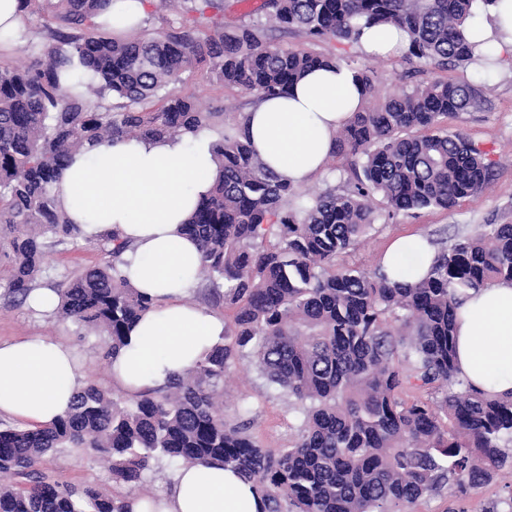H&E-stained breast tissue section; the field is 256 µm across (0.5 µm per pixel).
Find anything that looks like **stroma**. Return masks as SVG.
Instances as JSON below:
<instances>
[{"label":"stroma","instance_id":"obj_1","mask_svg":"<svg viewBox=\"0 0 512 512\" xmlns=\"http://www.w3.org/2000/svg\"><path fill=\"white\" fill-rule=\"evenodd\" d=\"M339 55L355 56L374 68L378 89L387 92L400 88L402 68L398 58H373L359 48L339 42L332 43ZM487 100L478 110L464 112L448 121V129L465 134L475 141L496 163L489 186L475 197L450 210L423 209L410 216L388 222H376L375 228L354 252L342 255L339 265L366 272L379 265L382 252L396 236L417 233L430 238L470 235L484 224L512 223V64L501 62L495 75L487 81ZM182 92L195 94L205 108L220 109L231 103L248 108L251 99L240 91L218 85L206 69H197L182 85ZM101 260L97 249L78 242L53 248L47 255L46 272L39 287L53 288L73 272L95 265ZM32 335L57 338L71 346L79 360L84 382L111 388L112 379L102 358L99 337L87 333L74 323L30 309L26 302L11 301L0 288V341L7 342ZM247 399L254 408L251 435L262 447L283 448L291 441L301 423V415L247 363L232 367L224 385V415L235 418L240 399ZM40 470L48 480L61 484H79L111 490L108 474L91 462L78 448H65L48 457ZM512 493L504 479H497L472 489L466 496L452 491L421 498L411 512H486L492 503L503 502Z\"/></svg>","mask_w":512,"mask_h":512}]
</instances>
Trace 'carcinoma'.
Returning <instances> with one entry per match:
<instances>
[{"label":"carcinoma","mask_w":512,"mask_h":512,"mask_svg":"<svg viewBox=\"0 0 512 512\" xmlns=\"http://www.w3.org/2000/svg\"><path fill=\"white\" fill-rule=\"evenodd\" d=\"M493 0H261L257 17L224 24V0H159L166 26L123 38L95 24L108 0H24L59 23L17 42L28 64L0 62V241L11 252L3 287L23 300L50 248L80 240L101 263L59 290L55 317L104 337V358L149 300L121 275L129 248L119 233L88 236L69 222L52 187L71 155L102 141L183 137L215 113L167 92L201 65L252 102L283 93L308 71L345 66L377 96L375 72L344 56L284 47L358 43L361 25L404 29L405 88L354 114L330 154L359 158L310 203L268 170L243 133L244 114L214 144L220 174L184 229L194 236L200 278L233 311L224 337L160 389L124 398L82 387L71 411L38 428L0 427V512H126L125 499L153 463L224 462L260 494L264 512H407L424 496L468 490L512 473V397L495 398L459 378L455 310L470 290L512 282V223L432 239L428 276L414 285L338 267L380 217L450 210L488 187L494 163L448 119L486 102L483 81L422 79L425 68L473 63L463 35L477 2ZM90 71H61L72 54ZM299 406L297 438L263 448L249 432L251 405L224 417V377L245 359ZM60 448H84L112 481L109 493L60 485L39 472Z\"/></svg>","instance_id":"1"}]
</instances>
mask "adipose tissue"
<instances>
[{"label":"adipose tissue","mask_w":512,"mask_h":512,"mask_svg":"<svg viewBox=\"0 0 512 512\" xmlns=\"http://www.w3.org/2000/svg\"><path fill=\"white\" fill-rule=\"evenodd\" d=\"M146 0H109L96 23L121 35L141 27ZM476 54L512 53V0H495L488 16L463 28ZM408 44L393 25L365 28L359 46L374 57L398 56ZM366 104L361 84L342 67L309 72L286 93L254 104L245 134L276 174L302 186L326 171L336 132ZM206 128L181 138L102 142L72 156L53 187L58 206L93 236L117 231L130 248L122 272L150 304L109 361L115 388L133 397L161 388L198 361L224 334L222 315L190 303L199 283L201 253L183 226L217 176ZM433 255L420 236L393 240L381 258L390 281L424 279ZM459 376L496 397L512 395V282L469 292L457 309ZM82 385L74 351L57 339L28 336L0 342V415L35 428L69 409ZM129 512H262L251 483L223 464L185 465L170 488L130 497Z\"/></svg>","instance_id":"obj_1"}]
</instances>
